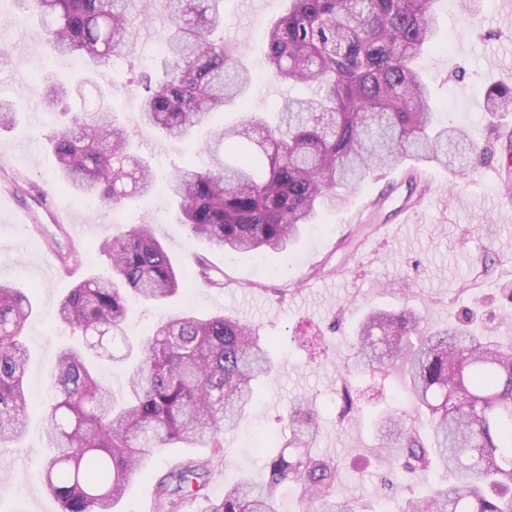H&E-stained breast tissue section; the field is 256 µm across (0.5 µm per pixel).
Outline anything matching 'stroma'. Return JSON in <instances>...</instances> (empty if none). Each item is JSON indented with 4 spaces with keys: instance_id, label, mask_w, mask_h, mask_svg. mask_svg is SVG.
<instances>
[{
    "instance_id": "1",
    "label": "stroma",
    "mask_w": 512,
    "mask_h": 512,
    "mask_svg": "<svg viewBox=\"0 0 512 512\" xmlns=\"http://www.w3.org/2000/svg\"><path fill=\"white\" fill-rule=\"evenodd\" d=\"M284 7L283 0H224L222 35L249 68H258L264 31ZM435 13L439 47L420 62L432 107L450 115L484 149L482 165L462 174L409 160L384 168L350 189L343 208L322 212L289 252L270 258L212 249L178 223L165 195L137 197L112 210L95 197H74L61 185L46 140L59 117L44 99L49 79L72 77L79 64L49 56L41 28L16 16L9 0H0V99H14L19 87L31 99L13 125L0 127V192L16 193L32 206L35 188H43L67 223L90 227L69 236L43 218L14 223L0 208V282L31 291L33 301L24 328L30 408L23 439L0 445V512H59L43 483L42 414L51 395L49 371L71 336L55 310L77 279L106 267L100 245L110 225L141 222L153 225L177 269L195 270L202 255L222 278L217 285L195 280L164 309L131 300L127 336L145 335L163 313L192 311L233 316L273 341L275 371L262 382L247 420L225 434L207 500L186 501L179 512H205L208 500L221 498L225 487L243 477L264 480L267 453L278 442L289 408L304 398L313 401L320 421L310 451L335 463L337 487L358 512H379L385 501L398 506L407 490L423 495L441 481V474L433 472L405 475L402 458L380 450L379 414L388 408L414 409L401 367L379 374L350 367L355 327L372 308L408 307L421 316L426 335L467 316L474 335L512 339V154L504 150L512 144V112L493 125L484 112L489 87H512V13L496 0H477L471 11L464 0H437ZM157 58L149 44L97 70L92 85L74 91L69 104L75 111L91 110L97 87L110 89L133 149L151 161L161 179L189 158L210 163L204 148L210 130L235 123L241 111L271 114L285 99L308 93L304 86L261 77L243 103L227 104L211 115L195 145L170 141L165 150L154 151L149 143L157 133L138 122L139 101L132 89L144 61ZM408 205L416 210L412 223H396V211ZM53 251L72 255L73 274L40 275ZM489 254L498 263L487 272L482 262ZM345 381L362 400L360 411L342 421L336 390ZM210 454L207 448L156 451L152 475L133 478L121 512H155L159 479Z\"/></svg>"
}]
</instances>
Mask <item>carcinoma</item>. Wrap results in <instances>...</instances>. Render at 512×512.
<instances>
[{"mask_svg": "<svg viewBox=\"0 0 512 512\" xmlns=\"http://www.w3.org/2000/svg\"><path fill=\"white\" fill-rule=\"evenodd\" d=\"M37 18L51 49L108 68L134 51L140 0H14ZM222 0H163L165 58L139 82V120L168 139L191 141L208 115L253 82L237 50L216 38ZM435 0H287L267 30L265 64L283 82L312 89L285 100L271 126L255 113L213 135L207 152L223 150L211 167L192 164L167 183L179 221L212 248L271 257L285 254L323 209L342 205L346 191L382 168L411 160L476 167L483 151L466 130L437 118L415 59L436 37ZM67 89L49 86L47 104L66 121L46 135L62 181L112 208L158 188L148 160L136 154L121 115L109 103L95 111L61 107ZM486 111L512 112V87L486 92ZM106 269L80 281L57 309L59 323L82 340L62 350L50 370L52 397L44 429L54 449L45 489L60 512H117L129 481L149 472L153 450L176 442L211 448L213 456L170 471L158 483L156 512H178L205 496L223 434L247 417L261 380L273 368L258 330L224 314L169 316L137 343L123 404L90 364L103 340L125 336L126 297L165 305L188 289L151 225L130 224L104 240ZM29 297L0 284V443L25 431ZM406 309L375 311L359 326L356 369L404 367L418 408L432 417L390 414L381 424L387 447L413 475L436 465L448 483L413 494L399 512H512V343L471 334L467 325L418 334ZM341 417L358 411L352 387L339 390ZM315 407L288 413L289 434L269 457L267 478H244L209 503L207 512H277L280 488L293 485L317 512H356L336 493L332 461L310 454L318 431Z\"/></svg>", "mask_w": 512, "mask_h": 512, "instance_id": "carcinoma-1", "label": "carcinoma"}]
</instances>
